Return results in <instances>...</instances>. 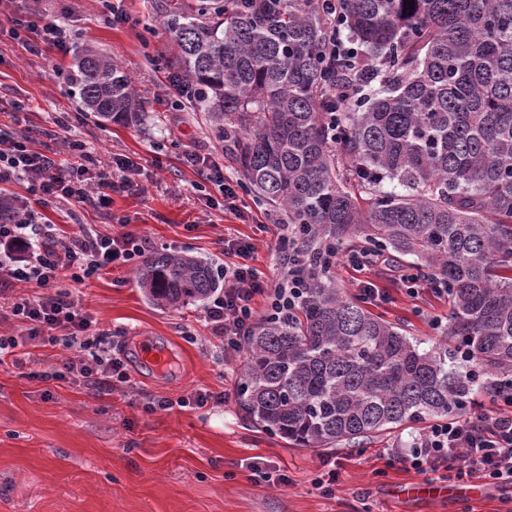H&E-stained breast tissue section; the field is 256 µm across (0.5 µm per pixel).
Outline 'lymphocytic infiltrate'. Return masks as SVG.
<instances>
[{
    "mask_svg": "<svg viewBox=\"0 0 512 512\" xmlns=\"http://www.w3.org/2000/svg\"><path fill=\"white\" fill-rule=\"evenodd\" d=\"M30 35V50L67 53L69 33L61 23L43 15L23 25ZM37 131L21 128L0 134V184L23 183L28 199H14L9 220L0 223V298L20 324V335L0 336V357L18 350L46 333L56 331L67 346L94 347L91 358L70 359L62 366L38 372L41 380H70L101 393L113 382L128 381L124 361L105 331L94 329L72 290L86 279L112 267L137 266L153 250L148 237L132 232L109 233L79 225L65 232L47 223L35 204L59 203L70 207H106L113 194L133 193L139 186L131 175L137 163L129 157L114 164L95 161L79 140L65 139L74 156L65 165L34 147ZM185 161L195 169V188L217 187L226 212L237 213L239 181L225 175L224 166L211 156L190 153ZM254 243L240 237L224 239V289L204 308L212 336L225 351L239 350L260 316H274L296 307L300 286H275L252 263ZM28 284L29 293L15 286ZM496 410L470 412L430 424L416 437L403 460L420 473L438 469L456 471L458 477L478 478L512 486V386L497 389Z\"/></svg>",
    "mask_w": 512,
    "mask_h": 512,
    "instance_id": "1",
    "label": "lymphocytic infiltrate"
}]
</instances>
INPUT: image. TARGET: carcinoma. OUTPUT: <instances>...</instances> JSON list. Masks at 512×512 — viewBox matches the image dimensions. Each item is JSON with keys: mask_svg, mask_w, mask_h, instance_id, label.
I'll use <instances>...</instances> for the list:
<instances>
[{"mask_svg": "<svg viewBox=\"0 0 512 512\" xmlns=\"http://www.w3.org/2000/svg\"><path fill=\"white\" fill-rule=\"evenodd\" d=\"M336 11L359 53L334 71L321 0H202L164 22L196 108L301 258L298 305L260 320L236 387L246 417L299 448L470 411L512 372V0ZM367 70L378 92L347 97ZM73 83L101 121L142 119L112 58L83 49ZM354 243L448 282L443 341L419 351L336 287V257ZM136 277L160 307L219 287L211 264L178 253L148 255Z\"/></svg>", "mask_w": 512, "mask_h": 512, "instance_id": "obj_1", "label": "carcinoma"}]
</instances>
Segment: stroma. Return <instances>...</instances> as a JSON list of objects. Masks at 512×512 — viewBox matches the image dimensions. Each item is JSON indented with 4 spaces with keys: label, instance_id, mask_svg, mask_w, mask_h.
Segmentation results:
<instances>
[{
    "label": "stroma",
    "instance_id": "1",
    "mask_svg": "<svg viewBox=\"0 0 512 512\" xmlns=\"http://www.w3.org/2000/svg\"><path fill=\"white\" fill-rule=\"evenodd\" d=\"M196 2L0 0V130L13 131L18 116L30 128L48 129L55 113L65 112L66 136L83 140L102 163L116 154L138 163L134 180L143 193L113 195L110 207H85L74 220L50 205L42 210L48 223L103 230L123 219L156 250L207 259L219 268L224 236L248 237L257 247L256 267L277 284L285 275L276 251L283 226L244 191L238 214L207 206L194 188L198 177L186 154H212L237 180L240 168L192 102L180 114L169 110L166 75L177 50L163 21L174 6ZM36 11L66 26L69 54L52 50L38 58L12 37V22ZM116 11L126 13L128 23H113ZM80 47L111 57L129 72L146 121L100 123L78 89L57 80L56 70H70L71 52ZM18 101L25 106L19 115L13 108ZM368 277L391 296L369 303V310L432 346L438 337L432 321L447 316V299L409 297L382 270ZM73 294L96 328L111 331L130 382L107 395L28 377V370L43 371L74 356L59 340L31 346L27 368L0 365V512H512L511 488L460 480L443 469L420 474L391 461L394 449L409 447L421 432L418 424L329 449L298 448L255 427L236 399L243 354L225 356L204 321L203 304L161 308L147 302L134 269L90 278ZM140 336L166 350L172 368L143 366L136 355ZM197 389L224 394L225 400L201 409L146 408L149 398L176 401ZM257 457L284 470L289 485L254 483L249 465ZM331 468L337 482L329 499L315 481Z\"/></svg>",
    "mask_w": 512,
    "mask_h": 512
}]
</instances>
